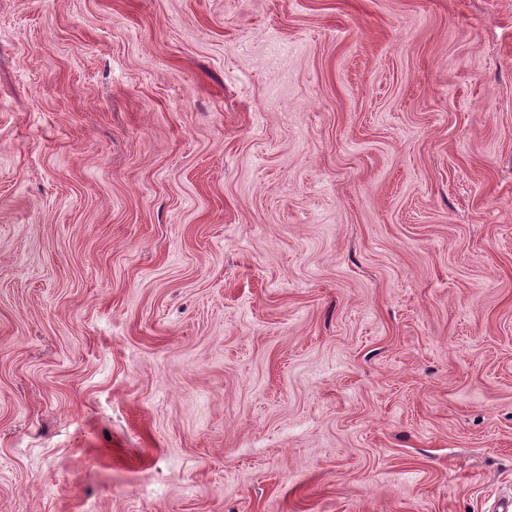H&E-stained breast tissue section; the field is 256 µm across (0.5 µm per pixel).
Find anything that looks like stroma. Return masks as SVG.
<instances>
[{"instance_id":"1","label":"stroma","mask_w":512,"mask_h":512,"mask_svg":"<svg viewBox=\"0 0 512 512\" xmlns=\"http://www.w3.org/2000/svg\"><path fill=\"white\" fill-rule=\"evenodd\" d=\"M512 494V0H0V512Z\"/></svg>"}]
</instances>
